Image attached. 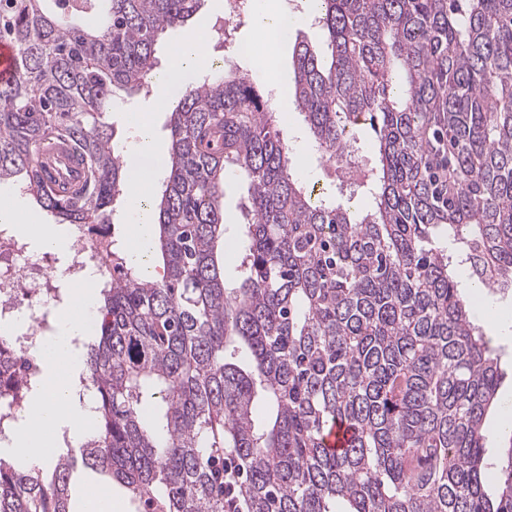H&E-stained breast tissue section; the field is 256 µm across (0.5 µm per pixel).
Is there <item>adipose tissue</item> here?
Masks as SVG:
<instances>
[{
  "mask_svg": "<svg viewBox=\"0 0 512 512\" xmlns=\"http://www.w3.org/2000/svg\"><path fill=\"white\" fill-rule=\"evenodd\" d=\"M203 38V30L188 33L179 43L171 65L152 74L150 85L157 107H164L168 103L185 71L200 66ZM159 155L151 125L145 121L139 122L136 141L127 158L128 164L139 175L138 180L129 186L134 209L130 224L133 243L129 255L144 268L149 265L154 219L141 193V184L155 181L158 177ZM0 223L12 225L18 236L31 239L46 250L58 249L63 243V234L56 225L22 223L19 211L12 204L0 207ZM96 279L95 273H87L82 287L73 291L83 310L82 316L67 317L58 336L41 348L39 355L44 361L47 381L32 396L26 412L27 427L5 444V452L40 465L46 463L44 450L51 447L58 433L66 431L76 437L82 434L87 410L76 397L80 372L72 364V355L75 339L84 336L87 318L96 312L97 300L93 288Z\"/></svg>",
  "mask_w": 512,
  "mask_h": 512,
  "instance_id": "obj_1",
  "label": "adipose tissue"
}]
</instances>
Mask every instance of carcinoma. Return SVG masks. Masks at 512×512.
Instances as JSON below:
<instances>
[{"label":"carcinoma","mask_w":512,"mask_h":512,"mask_svg":"<svg viewBox=\"0 0 512 512\" xmlns=\"http://www.w3.org/2000/svg\"><path fill=\"white\" fill-rule=\"evenodd\" d=\"M201 0H0L16 75L0 82V182L59 224H109L129 182L99 120L148 91L155 45ZM324 48L293 50L296 110L331 168L358 150L373 199L350 210L294 175L262 83L212 63L170 112L162 273L112 249L86 377L80 459L0 458V512H72L82 466L137 512H227L224 457L245 512H512V430L500 463L483 423L499 403L494 337L459 268L512 289V0H317ZM65 140L86 171L55 182ZM247 183L227 235L224 183ZM235 252L228 287L218 246ZM265 416L257 419L255 407ZM335 423L344 451L324 447Z\"/></svg>","instance_id":"carcinoma-1"}]
</instances>
